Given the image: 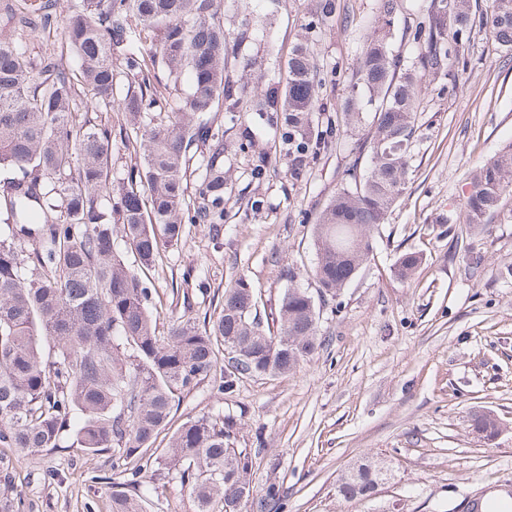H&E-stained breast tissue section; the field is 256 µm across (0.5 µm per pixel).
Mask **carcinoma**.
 Returning <instances> with one entry per match:
<instances>
[{
    "mask_svg": "<svg viewBox=\"0 0 512 512\" xmlns=\"http://www.w3.org/2000/svg\"><path fill=\"white\" fill-rule=\"evenodd\" d=\"M21 15L23 28L54 25L60 0H35ZM404 28L394 49L388 33L368 36L357 58L348 97L323 95L336 68L320 62L315 41L346 12L344 0H314L305 35L264 82L263 60L241 51L260 23L249 0H230L242 16L237 33L224 32L217 0H79L63 28L76 57L73 73L52 55L33 58L22 45L0 40V447L29 452L61 448L66 438L87 455L112 451V467L125 480L110 486L111 512H146L142 471L176 473L196 512H240L252 495L253 458L234 447V423L202 417L183 423L155 446L170 423L173 403L215 375L220 356L231 367L217 384L233 392L230 377L283 375L314 354L319 312L314 297L294 284L281 295L271 320L258 317L257 297L239 276L207 322L184 314L167 335L156 331L151 289L144 281L159 251L181 241L188 224L224 223V131L239 151L255 147L256 127L243 118L245 86L231 67L265 85L255 105L275 124L284 152V178L294 187L347 131L373 113L370 137L348 154L344 183L316 214L310 270L320 297L335 298L373 253V235L401 196L412 161L417 110L425 96L419 73L448 77L456 87V47L476 24L488 26L502 51H512V0H491L489 16L472 0H439ZM162 66L173 84L188 76L175 103L157 82ZM119 112L139 130L125 140L139 163L122 177L112 173V128L76 121L78 103ZM166 114L167 121L155 122ZM268 155L252 158L250 177L267 175ZM512 188V145L470 176L464 224L480 231ZM125 244L114 246V229ZM132 254L135 264L128 263ZM406 250L394 263L407 281L422 263ZM468 427L483 438L501 422L474 409ZM383 466L366 460L336 484L348 501L373 494ZM259 512H282L283 493L271 483L257 499Z\"/></svg>",
    "mask_w": 512,
    "mask_h": 512,
    "instance_id": "cac0c4a2",
    "label": "carcinoma"
}]
</instances>
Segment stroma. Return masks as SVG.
Returning <instances> with one entry per match:
<instances>
[{
	"label": "stroma",
	"instance_id": "35a3bbf8",
	"mask_svg": "<svg viewBox=\"0 0 512 512\" xmlns=\"http://www.w3.org/2000/svg\"><path fill=\"white\" fill-rule=\"evenodd\" d=\"M346 2L351 23L336 24L317 43L321 60L338 69L330 90L338 100L349 91L378 4ZM310 7V0H281L270 36L253 33L245 52L265 56L271 40L287 57ZM62 31L59 23L19 31L0 10V38L19 40L33 56L53 52L72 68ZM459 55L465 66L456 91H446V76L423 79L405 189L356 279L336 299L318 302L317 352L288 374L243 377L230 394L206 379L174 406V429L202 416L232 420L235 447L256 455L255 489L282 486L283 512H463L478 495L512 491V276L505 274L512 269V195L480 235L462 222L471 172L512 144V55L497 51L480 27ZM233 141L225 133L224 224L187 225L148 274L159 333L181 314H212L225 283L239 274L264 315L288 287L289 265L302 270L298 285L317 291L307 275L313 222L343 183V153L322 157L306 181L290 187L282 158L263 182L252 181V157ZM254 196L264 199L262 212L247 208ZM447 224L457 238L443 234ZM402 248L424 257L406 282L394 274ZM466 249L479 257L478 273L462 261ZM475 408L501 419L498 435L469 431L466 416ZM368 458L386 461L390 480L370 499L339 498L337 480ZM123 480L107 452L0 447V494L21 499L22 512H110L107 484Z\"/></svg>",
	"mask_w": 512,
	"mask_h": 512
}]
</instances>
